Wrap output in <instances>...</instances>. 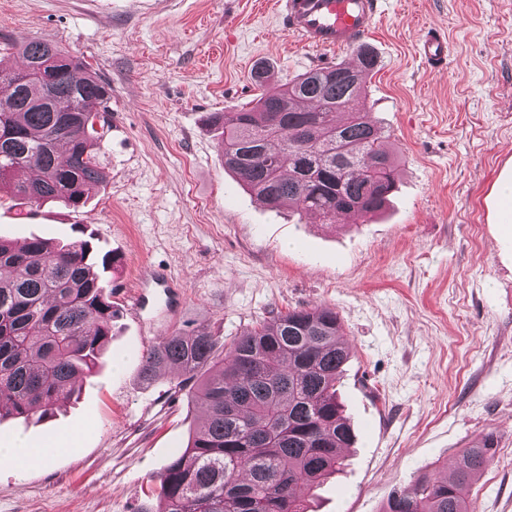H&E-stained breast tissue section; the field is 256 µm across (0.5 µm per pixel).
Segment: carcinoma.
<instances>
[{"label": "carcinoma", "instance_id": "1", "mask_svg": "<svg viewBox=\"0 0 512 512\" xmlns=\"http://www.w3.org/2000/svg\"><path fill=\"white\" fill-rule=\"evenodd\" d=\"M22 64L0 63V190L34 202L84 203L99 183L111 89L57 44L35 40ZM364 77L345 64L318 67L266 89L236 112H213L224 167L242 176L269 208L294 204L331 221L380 213L396 189L388 137L351 106ZM349 112L344 122L336 114ZM34 167L38 177L16 182ZM112 256L87 240L41 237L16 245L0 238V418L40 422L61 396L80 390L112 336ZM198 327L152 348L141 377L170 366L197 380L191 400L204 411L185 448L157 476V505L142 512H308L296 489L321 486L343 467L354 432L342 416L336 383L349 358L330 307L294 308L244 330L224 345ZM495 445L488 433L464 449L452 476L422 477L395 491L383 512H470L468 491Z\"/></svg>", "mask_w": 512, "mask_h": 512}]
</instances>
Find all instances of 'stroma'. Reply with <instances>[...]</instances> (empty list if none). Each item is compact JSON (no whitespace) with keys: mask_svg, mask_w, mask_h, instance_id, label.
Wrapping results in <instances>:
<instances>
[{"mask_svg":"<svg viewBox=\"0 0 512 512\" xmlns=\"http://www.w3.org/2000/svg\"><path fill=\"white\" fill-rule=\"evenodd\" d=\"M273 2L0 0L7 64L48 40L112 89L104 181L78 207L1 192L0 237L82 236L118 259L112 337L79 399L39 423L0 421V448H54L24 471L0 463V512H142L202 417L179 370L142 381V342L201 325L229 341L316 306L335 309L350 349L339 393L355 443L310 512H382L489 432L470 506L512 512V226L496 205L512 176V0H386L359 108L390 133L398 186L383 213L332 225L257 202L207 121L254 98L258 67L281 83L349 58L283 32ZM431 27L448 34L442 73L416 52ZM144 266L169 275L149 314L177 307L155 335L127 313Z\"/></svg>","mask_w":512,"mask_h":512,"instance_id":"stroma-1","label":"stroma"}]
</instances>
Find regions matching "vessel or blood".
Wrapping results in <instances>:
<instances>
[{"mask_svg": "<svg viewBox=\"0 0 512 512\" xmlns=\"http://www.w3.org/2000/svg\"><path fill=\"white\" fill-rule=\"evenodd\" d=\"M284 31L304 45L317 49L359 50L375 29L382 14L383 0H276ZM418 55L427 69L448 68V37L444 30L430 28L418 40ZM146 287L129 307L131 318L148 325V288L164 285L154 271L142 274Z\"/></svg>", "mask_w": 512, "mask_h": 512, "instance_id": "vessel-or-blood-1", "label": "vessel or blood"}]
</instances>
